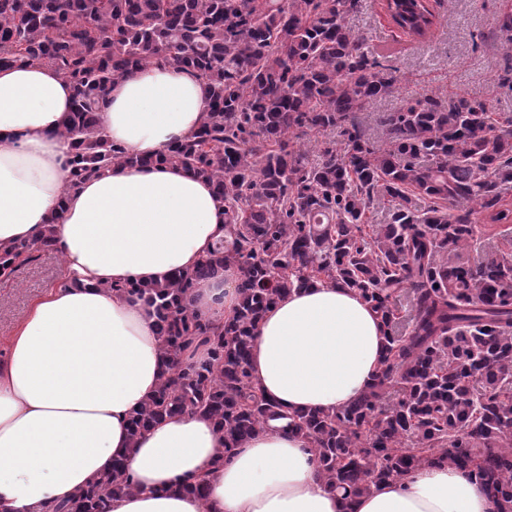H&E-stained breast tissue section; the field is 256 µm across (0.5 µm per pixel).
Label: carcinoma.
I'll use <instances>...</instances> for the list:
<instances>
[{
    "mask_svg": "<svg viewBox=\"0 0 512 512\" xmlns=\"http://www.w3.org/2000/svg\"><path fill=\"white\" fill-rule=\"evenodd\" d=\"M358 0H0V68L53 67L72 85L59 135L75 187L115 164L176 165L209 181L226 206L225 236L192 269L143 288L116 286L153 307L168 370L129 419L132 441L183 413L224 434L218 460L272 421L315 448L325 487L344 498L429 462L467 469L497 512H512V253L473 252L487 234L474 214L512 226V118L479 100L445 105L432 91L383 119L371 143L357 120L392 93L385 60L345 17ZM395 24L421 29L423 0H391ZM161 63L192 72L207 108L198 129L155 158L112 143L99 118L115 80ZM339 130L336 142L304 137ZM316 159L309 160L310 152ZM428 200L411 209V196ZM463 198L471 209L443 203ZM379 199L386 224L365 223ZM55 225L0 251L9 279L35 251H55ZM233 265L239 307L224 324L189 307L195 283ZM352 288L385 331L370 387L336 409L290 412L253 384L249 357L262 313L293 291ZM196 345L209 358L183 366ZM134 491L126 463L47 512H105Z\"/></svg>",
    "mask_w": 512,
    "mask_h": 512,
    "instance_id": "1",
    "label": "carcinoma"
}]
</instances>
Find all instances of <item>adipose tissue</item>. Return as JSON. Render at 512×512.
Returning a JSON list of instances; mask_svg holds the SVG:
<instances>
[{"instance_id": "1", "label": "adipose tissue", "mask_w": 512, "mask_h": 512, "mask_svg": "<svg viewBox=\"0 0 512 512\" xmlns=\"http://www.w3.org/2000/svg\"><path fill=\"white\" fill-rule=\"evenodd\" d=\"M72 95L52 67L0 69V248L33 240L52 217L64 262L62 285L31 302L0 358V512H44L118 459L135 489L107 512H495L479 481L445 464L343 501L305 440L278 421L222 462V435L196 414L168 418L131 445L129 416L167 367L152 308L113 288L164 282L224 236V205L209 182L150 162L197 130L206 94L193 74L159 64L115 80L101 122L114 144L149 163L113 166L75 189L58 135ZM239 278L231 265L198 281L191 309L212 321L232 316ZM383 344L369 304L320 284L266 312L250 375L281 407L332 409L366 391ZM197 479L206 498L183 490Z\"/></svg>"}]
</instances>
